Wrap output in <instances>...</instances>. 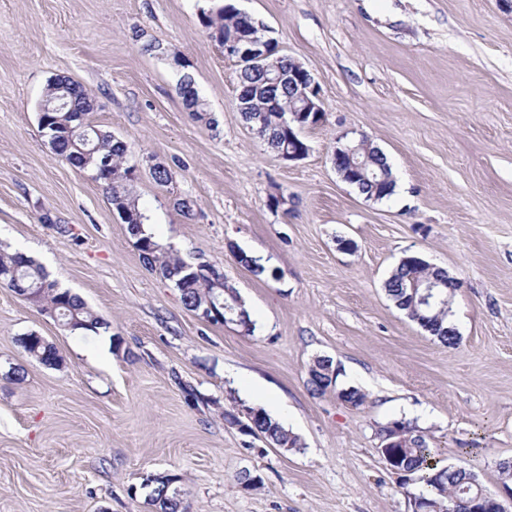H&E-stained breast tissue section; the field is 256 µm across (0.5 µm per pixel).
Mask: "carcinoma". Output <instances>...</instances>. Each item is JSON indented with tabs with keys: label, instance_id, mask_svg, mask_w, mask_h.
I'll use <instances>...</instances> for the list:
<instances>
[{
	"label": "carcinoma",
	"instance_id": "carcinoma-1",
	"mask_svg": "<svg viewBox=\"0 0 512 512\" xmlns=\"http://www.w3.org/2000/svg\"><path fill=\"white\" fill-rule=\"evenodd\" d=\"M200 20L221 45L256 26L251 18L241 14L232 4H216L208 10H203L200 13ZM71 91L72 111L50 112L46 115V122L53 132V135L49 136V142L57 155L77 168L92 169L94 178L106 184L113 207L130 214L127 227L129 233L136 238L139 251H150V254L142 256L143 262L173 283L179 290L186 308H203L207 301L215 298L225 304L224 318L237 323L241 332L251 334L253 322L242 305L237 303L240 295L235 288L225 283L216 285L206 278L190 277V262L174 254L170 247L156 241L153 236L144 233L143 224L146 216L139 210L136 199L128 187V172L131 167L125 165L127 144L93 124L91 97L82 85L71 83ZM179 93L187 109L193 112L197 120L210 122L206 104L198 94H188L182 89ZM236 105H247L252 108V111L242 113L246 122L257 116L258 110L266 107L271 109L268 120L264 121L265 128L258 131L257 135L278 154L288 150V131L277 124L274 113V109L278 107H288V82H283L270 94L263 88L261 71L246 72L239 76ZM377 163L386 167L390 180L378 187L368 183L362 194L382 200L392 195L395 180L387 157L377 159ZM412 275L426 280L446 277L448 272L433 267L426 261L403 260L385 281L387 296L400 311L414 321L418 318L420 307L417 300L411 297L410 290L401 287V284L408 281ZM0 285L13 290L20 285L39 289V306L44 310L57 309L63 325L71 323L77 332L95 333L104 325V320L84 300L69 290L60 289L56 282L48 280V274L39 264L22 255L0 251ZM449 304L450 297L445 295L440 303L425 312V331L442 345L454 347L458 344L459 337L448 335ZM22 343L31 357L47 366L58 365V352L49 342L24 338ZM332 370L333 362L321 356L315 358L308 369L309 389L319 394L329 389L330 384L326 383V380L330 379ZM336 393L342 401L354 407L363 405L366 399L365 394L354 386L338 389ZM252 412L253 435L264 438L267 443L285 452L298 451L302 448L298 436L284 429L263 410L254 408ZM393 431L396 432V444L395 447L386 449V453L393 459L394 469L408 479L420 483V490L412 494L415 501L448 509L457 502L471 501L484 491V487L474 474L451 465L439 466L436 459L437 449L430 446L425 436L420 434L411 422L394 419L382 427L380 436L383 437Z\"/></svg>",
	"mask_w": 512,
	"mask_h": 512
}]
</instances>
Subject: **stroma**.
Instances as JSON below:
<instances>
[{"label":"stroma","mask_w":512,"mask_h":512,"mask_svg":"<svg viewBox=\"0 0 512 512\" xmlns=\"http://www.w3.org/2000/svg\"><path fill=\"white\" fill-rule=\"evenodd\" d=\"M312 74L325 116L283 160L236 107L237 66L201 25L210 0H0V248L34 247L59 288L108 324L112 350L0 287V512H159L173 475L190 512H411L379 429L412 422L441 465L499 492L512 458V9L502 0H235ZM191 74L197 121L178 90ZM85 86L129 148L156 240L219 268L254 331L187 310L146 266L104 183L39 128L47 84ZM368 138L399 190L369 199L337 174V137ZM170 172L166 185L153 165ZM287 205L268 207L272 192ZM354 242L351 251L339 239ZM264 266L243 267V252ZM416 254L460 286L449 348L384 282ZM34 333L49 367L19 342ZM330 357L336 389L311 393ZM196 400H188V391ZM265 400L302 443L285 453L225 423ZM261 476L259 487L239 481ZM25 350L28 354L39 360L41 363L50 366H58L59 355L56 348L44 340L41 342L38 339H26V336L21 339ZM333 362L325 357H316L309 365L307 384L314 393H324L330 387V373L333 370ZM324 379L329 382L326 384Z\"/></svg>","instance_id":"stroma-1"}]
</instances>
